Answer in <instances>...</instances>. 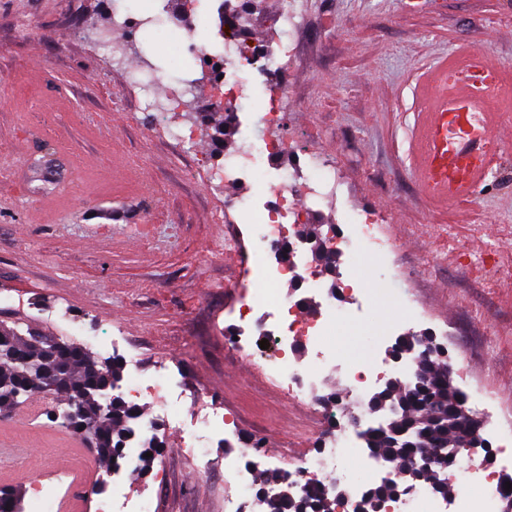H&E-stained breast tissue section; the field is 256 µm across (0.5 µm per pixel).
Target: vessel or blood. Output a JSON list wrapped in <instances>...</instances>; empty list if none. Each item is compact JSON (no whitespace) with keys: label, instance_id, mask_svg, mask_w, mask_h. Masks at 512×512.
<instances>
[{"label":"vessel or blood","instance_id":"1","mask_svg":"<svg viewBox=\"0 0 512 512\" xmlns=\"http://www.w3.org/2000/svg\"><path fill=\"white\" fill-rule=\"evenodd\" d=\"M483 81L497 91L506 87L496 63L473 51L436 63L420 87L414 172L433 200L472 197L498 159V115L484 109Z\"/></svg>","mask_w":512,"mask_h":512}]
</instances>
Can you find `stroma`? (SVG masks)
I'll return each instance as SVG.
<instances>
[{"instance_id":"1","label":"stroma","mask_w":512,"mask_h":512,"mask_svg":"<svg viewBox=\"0 0 512 512\" xmlns=\"http://www.w3.org/2000/svg\"><path fill=\"white\" fill-rule=\"evenodd\" d=\"M219 0H183L174 20L193 29L214 62ZM292 99L284 134L333 164L345 190L335 210L313 223H344L356 209L380 215L396 246L389 260L337 253V279L363 274L373 295L348 324L357 336L348 361L366 355L397 317L437 332L453 347V380L484 424L512 415V137L487 181L467 200L444 204L417 185L412 142L418 88L439 60L465 48L483 52L512 79V0H299ZM108 0H0V322L18 321L45 336L69 330L51 312L65 304L100 340L121 331L143 367L164 359L186 382L232 413L239 429L263 438L271 466L293 468L317 450L329 425L260 376L252 361L229 358L225 329L245 266L257 257L232 238L230 212L244 185L225 184L216 130L221 110L210 80L190 58L172 61L153 33L137 53H107L85 36L109 24ZM152 76L158 97L175 79H199L193 99L163 114L140 106L129 84ZM56 398L0 410V487L21 490L23 512H37L32 484L88 463L83 481L104 469L91 438L54 422ZM159 438L171 456L151 472L129 471L139 489L162 471L157 512H224V474L196 476L174 455L177 427Z\"/></svg>"}]
</instances>
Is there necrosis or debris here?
<instances>
[{
	"label": "necrosis or debris",
	"instance_id": "obj_1",
	"mask_svg": "<svg viewBox=\"0 0 512 512\" xmlns=\"http://www.w3.org/2000/svg\"><path fill=\"white\" fill-rule=\"evenodd\" d=\"M268 49L266 43L245 41L240 36L237 15L224 17V61L212 74L217 92L216 105L248 109L247 122L239 126L242 146L236 157L224 166L225 182L251 181L261 189L260 198L244 197L236 207L239 212L253 217L251 236L258 252L265 257L254 268V275L264 281L275 282L283 278L301 282L306 286L307 300H312L317 311L302 317L305 300L278 298L272 291H243L239 299V323L233 337L226 343L240 355L250 357L262 371L274 379L281 388L291 391L295 400L323 402L328 413L348 406L362 405L372 389L384 379L397 381L409 387L415 382L416 368L406 356L393 362H377L367 357L340 366L345 385L341 392L319 394L320 372L323 364L332 362L333 355L325 346L323 336L337 320L349 318L351 311L338 304L337 296L324 292L320 278L303 259L305 242L302 226L308 221L307 212L297 207L300 198H310L324 204L335 203L338 183L335 169L326 161H313V172L302 180L283 173L269 177L256 163L258 152L284 154L297 151L295 138L281 136L273 140L256 141L250 135L252 127L263 129L284 127L290 94L287 77L272 81L261 100H253L249 83L254 76L264 74ZM381 219L370 209H359L338 230L340 242L350 251H368L382 254L391 245L380 231ZM305 342L313 354L309 361L300 362L289 356L296 342ZM184 382L183 374L167 364H158L145 388L157 410L155 417L137 419L141 432H157L159 419L168 417L173 399ZM197 413L187 427L181 455L209 460L211 447L222 442L227 446L217 467L224 470V481L234 493L224 501L226 512H246L254 490V476L263 461L251 448L249 436L231 425L206 394L194 398ZM360 439L357 431L336 427L322 442L316 454L305 458L295 467L291 480L299 495L311 493L331 496L337 485H345L348 493L342 499L340 512H358L369 485H355L345 467L348 455L353 454ZM454 481L458 487L454 495L457 512H495V506L505 493L499 472L482 460L471 456L468 449L456 451ZM474 479L481 480L485 493L480 503L474 504L466 496L465 488ZM97 512H155L156 503L142 491H124L120 474H113L106 490L89 488ZM437 506L434 486L426 481L412 485H397L395 493L385 503L386 512H432Z\"/></svg>",
	"mask_w": 512,
	"mask_h": 512
}]
</instances>
